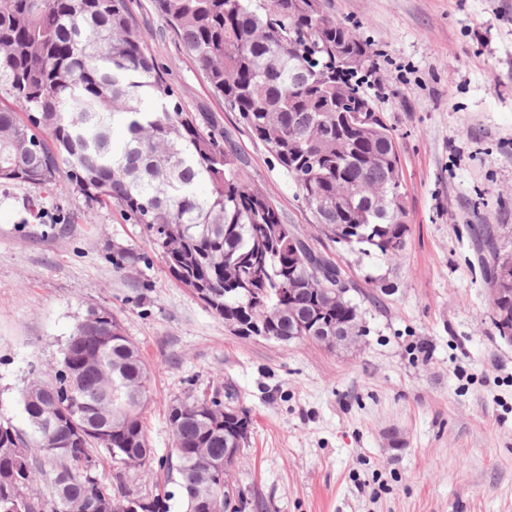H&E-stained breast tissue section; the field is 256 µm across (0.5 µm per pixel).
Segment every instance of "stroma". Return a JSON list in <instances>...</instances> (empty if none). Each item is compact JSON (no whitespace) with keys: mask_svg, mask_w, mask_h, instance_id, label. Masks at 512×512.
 Segmentation results:
<instances>
[{"mask_svg":"<svg viewBox=\"0 0 512 512\" xmlns=\"http://www.w3.org/2000/svg\"><path fill=\"white\" fill-rule=\"evenodd\" d=\"M376 64L363 89L391 128L408 233L385 260L331 242L265 146L224 109L152 0H129L186 111L216 116L286 223L341 266L368 333L348 349L231 333L141 225L65 185H0V416L105 308L153 369L156 456L175 400L233 387L251 437L229 479L242 512H512V341L491 315L473 224L512 225V0H321ZM135 267L114 266L117 248ZM145 494L178 487L152 466Z\"/></svg>","mask_w":512,"mask_h":512,"instance_id":"stroma-1","label":"stroma"}]
</instances>
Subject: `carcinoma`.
I'll return each instance as SVG.
<instances>
[{
    "label": "carcinoma",
    "mask_w": 512,
    "mask_h": 512,
    "mask_svg": "<svg viewBox=\"0 0 512 512\" xmlns=\"http://www.w3.org/2000/svg\"><path fill=\"white\" fill-rule=\"evenodd\" d=\"M213 94L294 182L333 242L392 259L408 232L397 143L353 81L366 44L321 0H153ZM0 184L64 182L142 224L162 263L237 336H292L347 321L367 333L349 295L336 307L338 270L285 223L251 182L247 162L214 122L186 112L149 54L127 0H0ZM490 261L488 290L503 287L498 230L477 225ZM293 281V296L284 288ZM492 316L512 292L489 294ZM151 368L118 319L92 307L60 363L22 393L25 426L0 421V512H170L167 499L131 492L125 472L154 458L145 430ZM176 400L169 455L186 512H222L224 482L195 491L210 460L243 448L251 419L235 395ZM119 463L99 478L102 456ZM58 463L49 495L33 493L39 462Z\"/></svg>",
    "instance_id": "carcinoma-1"
}]
</instances>
